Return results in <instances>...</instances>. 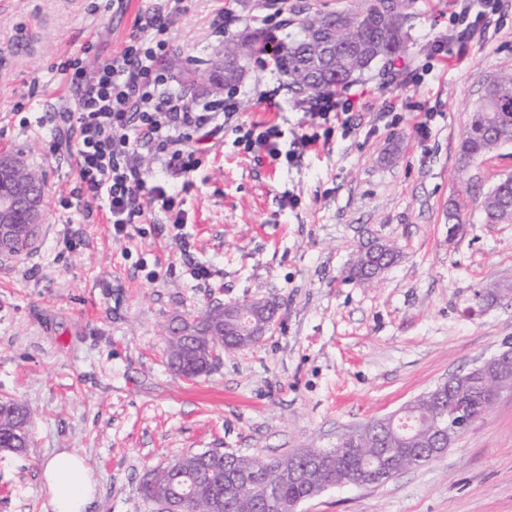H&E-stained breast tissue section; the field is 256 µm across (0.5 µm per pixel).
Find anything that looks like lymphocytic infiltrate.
<instances>
[{"instance_id":"1","label":"lymphocytic infiltrate","mask_w":512,"mask_h":512,"mask_svg":"<svg viewBox=\"0 0 512 512\" xmlns=\"http://www.w3.org/2000/svg\"><path fill=\"white\" fill-rule=\"evenodd\" d=\"M162 8L145 16L147 35H130L122 49L97 59L93 67L81 59L60 70L64 83L76 95V107L58 112L73 141L80 189L104 204L116 239L128 237L136 218L147 208L161 205L171 212L180 198L168 183V175L193 171L200 145L233 125L236 144L244 153L264 151L271 164H295L298 148L328 143L334 126L351 131L348 114L352 98L330 91L308 102L311 123L296 138L297 146L283 149L284 133L270 122L234 124L238 110L225 101L222 110L193 112L182 97L165 91V78L157 64L170 45V26L162 19ZM150 147L165 160V175L150 176L138 162V150Z\"/></svg>"}]
</instances>
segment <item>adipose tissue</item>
Masks as SVG:
<instances>
[{
	"instance_id": "obj_1",
	"label": "adipose tissue",
	"mask_w": 512,
	"mask_h": 512,
	"mask_svg": "<svg viewBox=\"0 0 512 512\" xmlns=\"http://www.w3.org/2000/svg\"><path fill=\"white\" fill-rule=\"evenodd\" d=\"M42 473L52 512H89L96 483L80 456L58 451L44 461Z\"/></svg>"
}]
</instances>
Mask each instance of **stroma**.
Masks as SVG:
<instances>
[{
	"instance_id": "35a3bbf8",
	"label": "stroma",
	"mask_w": 512,
	"mask_h": 512,
	"mask_svg": "<svg viewBox=\"0 0 512 512\" xmlns=\"http://www.w3.org/2000/svg\"><path fill=\"white\" fill-rule=\"evenodd\" d=\"M157 0H0V154L22 153L45 180L44 219L22 255H0V397L33 413L27 454L0 453V512H51L42 463L69 450L96 480L93 512H161L141 490L146 470L204 448L277 457L330 448L449 376L512 348V299L475 295L512 284V223L485 221L488 192L512 175V144L460 171L458 147L486 82L512 68V0L458 42L459 0H417L408 19L405 84L376 68L349 87L353 131L274 168L239 151L235 133L208 144L188 174L183 225L163 210L113 240L107 214L79 195L55 112L74 108L60 75L79 56L120 49ZM182 0L167 87L211 107L205 60L232 37L256 38L236 100L244 123L279 124L283 144L311 121L266 46L296 33L293 9L361 8L363 0ZM448 53L435 54V43ZM278 91L281 111L264 109ZM432 120H425V113ZM427 132H419L420 121ZM296 196L289 206L288 196ZM466 208L448 230V202ZM390 242L399 261L370 288L348 276L359 246ZM157 262L147 282L140 259ZM211 271L191 277L192 265ZM269 298L274 327L225 351L187 381L167 365L166 329L219 303ZM299 512H512V388L435 460L383 483L338 486Z\"/></svg>"
}]
</instances>
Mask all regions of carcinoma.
<instances>
[{"label":"carcinoma","mask_w":512,"mask_h":512,"mask_svg":"<svg viewBox=\"0 0 512 512\" xmlns=\"http://www.w3.org/2000/svg\"><path fill=\"white\" fill-rule=\"evenodd\" d=\"M415 0H364L357 11L336 10L322 13L302 9L296 12L295 24L300 36L280 44L275 60L280 74L288 81V89L296 94H318L343 87L365 72L393 63L407 48L404 23ZM327 20L336 22V62L322 65L306 55L309 33L313 26ZM208 68L222 67L225 88H234L241 80L244 65L237 63V46L224 45V57L207 60ZM512 135V70L489 82L467 124L459 145V164L466 169L488 153L508 142ZM16 186L20 187L28 204L41 201L45 184L41 175L21 158L8 157ZM486 220L490 224L512 220V189L498 183L484 201ZM39 233V227L13 222L0 223V243L7 255H16L29 248ZM399 257L397 247L377 243V253L359 250L349 276L363 286L372 284L371 275L393 265ZM183 336L167 338V357L170 368L179 376L200 377L211 371L215 359L213 351L224 344H235L239 337L224 332V312L206 310L193 322H183ZM480 387L479 378H464L452 383V389L463 396H474ZM440 406L429 394H424L408 405L403 424L408 432L425 439L439 419ZM369 422L352 433L355 442L342 455L325 458L322 466L311 471L304 480H292L288 473L304 465L303 453L288 454L267 459L260 456L205 457L202 451L191 452L172 460L167 466L147 471L142 478V489L147 499L159 503L169 499L174 490L186 488L191 492L189 512H273L263 505L265 488L249 486L229 498L225 494L224 471L236 464L266 474L273 486L275 498L284 506L301 503L322 491L325 485L348 477L360 470L361 463H372L386 449L391 448L394 466L404 469L427 463L426 458L409 459L394 452L403 447V431L378 432ZM32 426V412L24 404L10 398L0 402V445L21 454L28 448Z\"/></svg>","instance_id":"obj_1"}]
</instances>
